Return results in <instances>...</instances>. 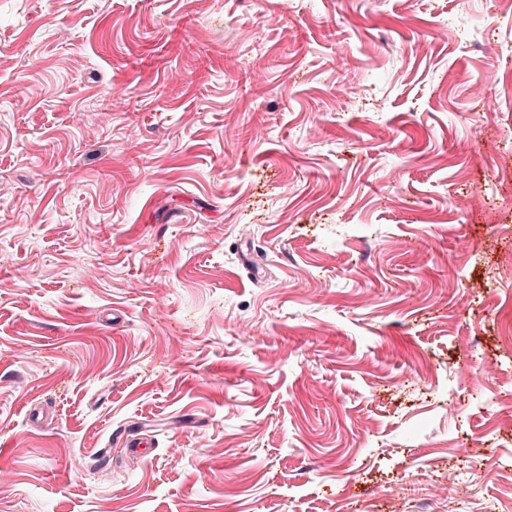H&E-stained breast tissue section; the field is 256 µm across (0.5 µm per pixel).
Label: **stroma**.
Segmentation results:
<instances>
[{"mask_svg":"<svg viewBox=\"0 0 512 512\" xmlns=\"http://www.w3.org/2000/svg\"><path fill=\"white\" fill-rule=\"evenodd\" d=\"M510 321L512 0H0V512L511 507Z\"/></svg>","mask_w":512,"mask_h":512,"instance_id":"35a3bbf8","label":"stroma"}]
</instances>
